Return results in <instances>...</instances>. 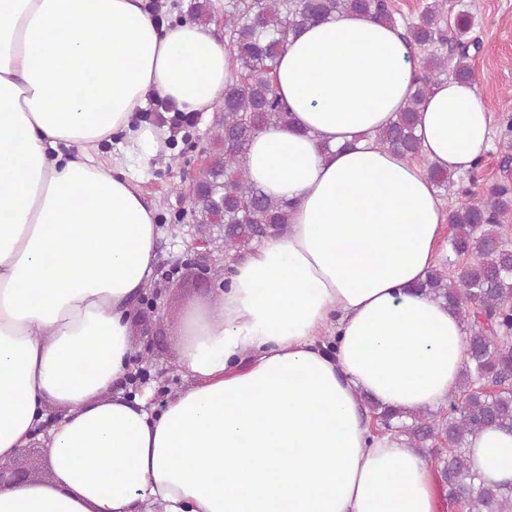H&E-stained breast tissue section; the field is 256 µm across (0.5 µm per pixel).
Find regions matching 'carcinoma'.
<instances>
[{
	"label": "carcinoma",
	"instance_id": "1",
	"mask_svg": "<svg viewBox=\"0 0 512 512\" xmlns=\"http://www.w3.org/2000/svg\"><path fill=\"white\" fill-rule=\"evenodd\" d=\"M211 0H195L193 22L208 26ZM446 0L425 4L406 27L409 48L424 50L416 89L395 122L379 130L375 142L410 159L422 156L415 125L433 86L448 75L474 82L468 38L471 18L462 12L442 26ZM354 13L395 22L389 0H224V39L235 79L224 88L214 116L200 182L188 190L190 216L201 238L224 226V255L241 256L272 232L287 229L288 204L273 199L248 178L245 158L255 134L270 125L286 126L288 112L272 74L288 35L336 14ZM512 210V196L494 188L475 202L450 210L448 246L461 262L457 277L434 269L419 290L442 299L465 325L466 363L447 415L402 413L367 404L378 426L405 437L408 447L434 456L442 487L465 512H512V489L478 481L466 443L492 426H512V241L500 220ZM492 383L487 392L480 383Z\"/></svg>",
	"mask_w": 512,
	"mask_h": 512
}]
</instances>
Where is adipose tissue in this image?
<instances>
[{
    "instance_id": "ef3b65f1",
    "label": "adipose tissue",
    "mask_w": 512,
    "mask_h": 512,
    "mask_svg": "<svg viewBox=\"0 0 512 512\" xmlns=\"http://www.w3.org/2000/svg\"><path fill=\"white\" fill-rule=\"evenodd\" d=\"M401 34L343 13L289 36L291 122L246 158L288 228L188 308V383L158 412L121 386L161 235L139 171L167 146L134 116L151 95L212 112L229 54L197 24L158 28L144 0H0V463L59 413L52 478L1 488L0 512H437L429 464L363 406L436 409L466 361L459 316L419 290L448 259V213L424 167L374 142L418 71ZM490 120L476 85L440 81L426 158L470 172ZM466 448L512 486V428Z\"/></svg>"
}]
</instances>
